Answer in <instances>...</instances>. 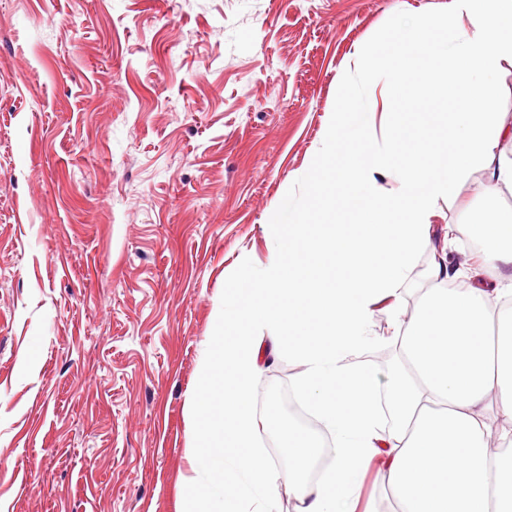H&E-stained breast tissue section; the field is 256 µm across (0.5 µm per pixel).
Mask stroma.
Instances as JSON below:
<instances>
[{"mask_svg":"<svg viewBox=\"0 0 512 512\" xmlns=\"http://www.w3.org/2000/svg\"><path fill=\"white\" fill-rule=\"evenodd\" d=\"M448 0H0V512H184L197 418L187 399L215 315L259 279L299 215L345 233L338 156L399 150L435 128L420 81L345 69ZM377 99L357 127L343 99ZM471 171L400 287L411 314L449 225L480 208ZM256 418L295 383L288 341L262 345ZM382 459L355 512H391Z\"/></svg>","mask_w":512,"mask_h":512,"instance_id":"obj_1","label":"stroma"}]
</instances>
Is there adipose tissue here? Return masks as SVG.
Returning a JSON list of instances; mask_svg holds the SVG:
<instances>
[{
    "label": "adipose tissue",
    "mask_w": 512,
    "mask_h": 512,
    "mask_svg": "<svg viewBox=\"0 0 512 512\" xmlns=\"http://www.w3.org/2000/svg\"><path fill=\"white\" fill-rule=\"evenodd\" d=\"M448 17L459 23L448 35L435 18L419 16L382 53L354 49L368 75L384 72L397 84L424 76L430 93L446 85L452 110L439 138L403 129V147L425 148L411 165L366 144L339 175L355 188L350 233L312 242L305 221L289 225L264 278L247 282L234 314L216 316L215 350L191 398L199 466L209 479L192 483L187 512H237L247 487L270 500L283 488L253 446L258 423L246 405L262 330L271 344L294 343L303 366L297 388L336 441L335 466L316 482L301 474L319 456V442L289 448L293 478L284 487L297 512H350L356 475L379 454L395 512H512V274L504 272L512 267V211L497 206L503 192L512 193V157L504 151L512 121L488 109L499 69L512 63V0H449ZM476 167L495 207L473 212L454 232L480 244L481 280L452 292L460 270L437 265L414 314L402 317L397 291L430 244L431 220ZM386 170L395 171L399 189L382 196L374 176ZM380 306L393 319L406 369L384 395L396 419L390 431L377 420L374 369L347 364L370 343ZM497 417L504 427L492 426Z\"/></svg>",
    "instance_id": "ef3b65f1"
}]
</instances>
